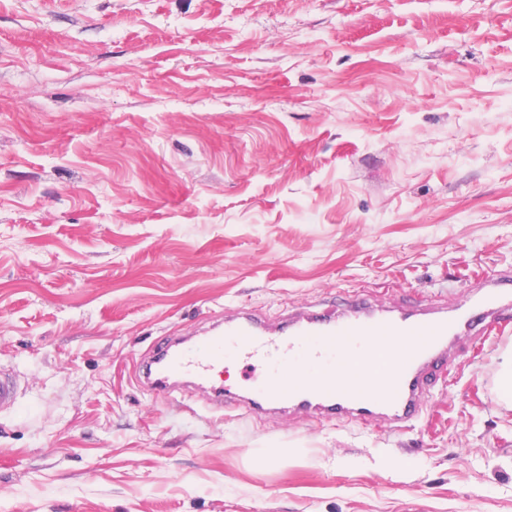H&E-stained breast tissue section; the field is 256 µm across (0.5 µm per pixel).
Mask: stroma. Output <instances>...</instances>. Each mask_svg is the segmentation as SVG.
Returning <instances> with one entry per match:
<instances>
[{"instance_id":"1","label":"stroma","mask_w":512,"mask_h":512,"mask_svg":"<svg viewBox=\"0 0 512 512\" xmlns=\"http://www.w3.org/2000/svg\"><path fill=\"white\" fill-rule=\"evenodd\" d=\"M512 272V0H0V512H512V320L400 433L158 395L239 308ZM21 391L20 376L11 368L0 367V412L18 408Z\"/></svg>"}]
</instances>
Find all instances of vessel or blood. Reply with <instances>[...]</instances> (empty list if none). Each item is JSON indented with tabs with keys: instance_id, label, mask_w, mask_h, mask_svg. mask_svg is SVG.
Masks as SVG:
<instances>
[{
	"instance_id": "obj_1",
	"label": "vessel or blood",
	"mask_w": 512,
	"mask_h": 512,
	"mask_svg": "<svg viewBox=\"0 0 512 512\" xmlns=\"http://www.w3.org/2000/svg\"><path fill=\"white\" fill-rule=\"evenodd\" d=\"M512 311V276L492 278L453 310L402 301L377 306L352 298L331 307L312 305L269 320L240 309L202 335L155 343L141 360L138 383L166 395L179 388L209 395L212 410L226 404L248 413L298 411L321 420L377 422L388 431L416 422L435 368L448 345L477 336ZM396 342L392 352L387 342ZM256 363L265 374L238 394L225 388V360ZM21 380L0 367V412L19 405Z\"/></svg>"
}]
</instances>
